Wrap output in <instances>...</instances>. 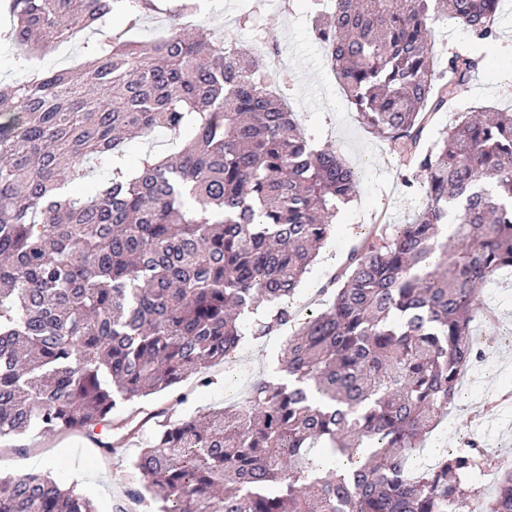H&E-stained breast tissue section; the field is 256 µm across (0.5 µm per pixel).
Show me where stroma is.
Here are the masks:
<instances>
[{
	"label": "stroma",
	"instance_id": "35a3bbf8",
	"mask_svg": "<svg viewBox=\"0 0 512 512\" xmlns=\"http://www.w3.org/2000/svg\"><path fill=\"white\" fill-rule=\"evenodd\" d=\"M202 31L222 34L225 40L250 43L254 29L264 40L280 45L286 55L282 65L267 63L271 78L279 83L288 107L304 131L323 145L335 149L358 170L360 183L353 201L341 206L335 234L326 242L297 289V308L324 309L317 289L341 270L349 251L374 224H408L426 203L423 175L406 164L387 141L374 137L360 122L347 93L332 71L327 55L313 32L317 11L312 0H200ZM254 12V28L239 26L237 17ZM494 39L464 36L452 20L440 18L431 24V43L438 67L448 65L453 53L469 54L478 69L466 90L448 111L437 112L427 140L439 137L453 115L467 112H512V0H501L496 15ZM85 54L81 40H73L64 53L24 56L19 47L0 43V82L16 79L22 66L72 67ZM483 302L493 307L497 318L476 326V336L504 334L512 330V271H502L486 284ZM283 345L277 337L262 342L246 341L231 362L236 370L225 374L214 369L215 380L207 387L186 381L154 399L169 418L178 420L221 408L240 400L257 379H279L278 359ZM475 437L484 448L512 446V343L501 341L487 350L477 364L474 384L461 386L447 417L427 439L416 458L428 464L439 448L457 447L460 439ZM116 442V430L98 429L96 439L79 431L38 434L35 432L0 440V471L22 475L51 466L63 483H79L93 496L99 512H112L128 484V461L134 445L119 446L116 453L102 455L97 440Z\"/></svg>",
	"mask_w": 512,
	"mask_h": 512
}]
</instances>
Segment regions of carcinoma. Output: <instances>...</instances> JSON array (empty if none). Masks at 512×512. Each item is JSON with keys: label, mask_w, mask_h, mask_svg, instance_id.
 <instances>
[{"label": "carcinoma", "mask_w": 512, "mask_h": 512, "mask_svg": "<svg viewBox=\"0 0 512 512\" xmlns=\"http://www.w3.org/2000/svg\"><path fill=\"white\" fill-rule=\"evenodd\" d=\"M501 0H331L315 19L359 119L424 173L425 208L373 228L336 276L328 309L282 307L330 236L358 175L304 132L262 56L193 38L196 0H8L4 38L41 53L123 30L79 71L23 68L0 85V438L83 431L124 405L209 371L247 338L294 322L280 370L245 402L202 417L149 415L125 498L156 512H512V469L465 439L427 471L406 462L448 413L480 346L485 283L512 268V113L461 115L422 152L427 113L456 99L477 61L438 71L428 24L493 36ZM161 13L164 37H129ZM158 129L176 157L120 164ZM112 161L90 184L85 165ZM448 246L439 239L448 215ZM486 472L491 497L459 496ZM0 512H96L52 471L0 476Z\"/></svg>", "instance_id": "carcinoma-1"}]
</instances>
